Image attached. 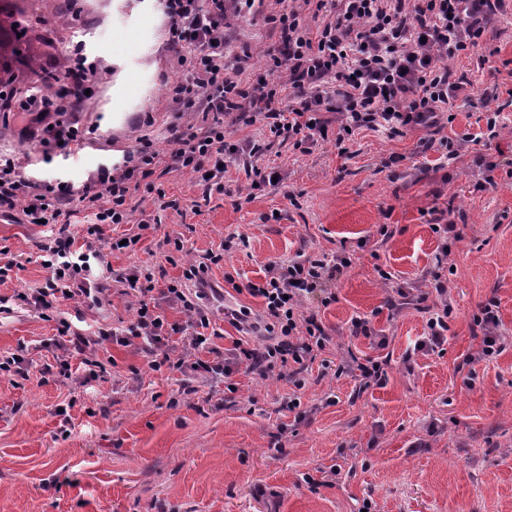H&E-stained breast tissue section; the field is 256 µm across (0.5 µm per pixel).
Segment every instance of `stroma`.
Wrapping results in <instances>:
<instances>
[{"mask_svg":"<svg viewBox=\"0 0 512 512\" xmlns=\"http://www.w3.org/2000/svg\"><path fill=\"white\" fill-rule=\"evenodd\" d=\"M291 0H255L230 13L225 28L227 57L242 48L239 80L249 87L264 74L265 57L276 35L268 15L291 7ZM64 0H28V16L44 24L33 33L46 68L66 62V44L80 45L103 78L80 111L63 122L88 130L86 148L56 156L23 177L62 178L82 184L108 159L137 148L150 135L161 155L171 145L168 129L177 118L166 89L181 73L164 35L159 0H80L68 41L57 39L54 16ZM486 41L495 56L481 61L471 53L448 62L454 77L467 80L453 102L448 137L472 135L457 159L441 161L440 151L424 150L429 130L413 128L401 137L364 131L338 153L321 142L303 153L288 147L268 154L265 163L284 178L282 188L265 187L252 201L240 200L246 175L227 160L224 191L201 211L192 203L201 190L180 171L139 189L127 204L144 216L160 217L157 236L136 251L117 252L113 268L164 263L158 235L181 238L194 252L215 249L232 235L249 239L247 248L225 256L210 282L223 287L225 274L239 284L258 281L272 258L300 251L336 250L367 240L336 286L338 300L321 317L335 344L315 360L302 390L274 379L238 373L235 391L221 381H200L182 393L184 377L152 371L142 353L112 343L99 357L102 378L73 388L58 374H42L57 354L56 324L25 305L0 314V355L25 348L28 378L0 376V512H512V14L489 28ZM501 111L506 126L490 145L478 140L485 112ZM152 127H141L145 116ZM37 113L9 112L0 118V151L23 157L40 153ZM399 166L384 168L389 156ZM501 162L496 187L470 193L480 174L479 156ZM179 200V210H160L158 197ZM452 210L461 239L452 250L448 277V322L443 355L413 352L426 329V316L413 305L391 308V285L418 288L434 263L439 240L430 228L433 212ZM388 226L391 236L380 239ZM46 226L0 220V250L18 265L0 285L10 296L41 287L47 276L37 261ZM393 278L384 281L381 271ZM93 311L75 303L62 310L74 329L85 333L131 321L134 307L116 290ZM499 304L502 351L459 370L463 355L476 348L471 318L489 298ZM367 316L388 344L350 338L352 317ZM387 361L383 385L361 388L349 374L335 375L342 353ZM298 393L311 414L295 420L280 403ZM66 415H59V408ZM337 474H327L329 466ZM313 483H306V476Z\"/></svg>","mask_w":512,"mask_h":512,"instance_id":"1","label":"stroma"}]
</instances>
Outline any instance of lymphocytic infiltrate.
<instances>
[{
  "instance_id": "1",
  "label": "lymphocytic infiltrate",
  "mask_w": 512,
  "mask_h": 512,
  "mask_svg": "<svg viewBox=\"0 0 512 512\" xmlns=\"http://www.w3.org/2000/svg\"><path fill=\"white\" fill-rule=\"evenodd\" d=\"M316 12L328 14L322 26L306 27L301 8L269 15L278 39L266 55L269 69L250 90L238 81L239 70L224 59V25L229 0H164L168 40L177 51L183 75L167 89L178 117L186 118L172 138L173 149L161 157L149 136H142L136 151L122 163L98 168L81 187L67 182L32 184L21 175L16 156L0 153V214L21 211L23 223L38 220L56 230L38 246L48 276L23 302L45 320H56L58 353L45 373H59L75 385L85 386L99 375L103 363L98 350L110 341L144 354L151 370L169 369L183 375L210 379L230 378L244 372L261 379L288 382L295 395L282 407L304 419L298 390L318 354L333 338L320 310L336 301L334 285L353 264L347 246L336 251L300 252L268 260L259 281L237 286L235 293L260 299L259 311L242 305L224 312L236 337L227 349L214 340L221 332L213 326L210 300L218 294L209 280L212 267L221 266L225 251L247 247L245 236L225 241L222 249L205 250L196 260L184 261L179 276L151 266L114 269L115 251L134 250L152 228L150 220H134L127 205L132 191L152 188L153 180L173 171L192 174L202 188L203 201L224 190L225 158L242 165L249 190L272 185L275 173L264 160L274 147L291 145L307 150L334 139L344 144L364 130L403 136L422 126L439 133L443 156L456 159L463 139L442 136L444 116L460 89L451 78L448 59L485 46L489 24L506 12V0H303ZM76 96H26L23 111L53 118L42 129L43 155L84 149L85 139L75 126H63L62 113L76 110ZM269 130L266 141L246 138L227 141L225 125ZM81 203L91 215L82 237L70 230L71 203ZM135 223L125 240H105L104 224ZM440 239L435 264L428 272V288L418 292L397 287L390 306L411 304L427 313L426 333L416 350L443 353L448 320L453 308L446 303L445 273L451 247L460 239L456 224H433ZM122 286L131 298L135 317L129 324L92 336L73 333L60 307L72 301L88 307L100 304L103 280ZM441 296L429 305L430 293ZM178 310L182 321H169L167 310ZM498 302L488 299L471 319L476 352L464 356L463 367L486 362L499 354Z\"/></svg>"
}]
</instances>
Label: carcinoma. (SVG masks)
I'll list each match as a JSON object with an SVG mask.
<instances>
[{
  "label": "carcinoma",
  "instance_id": "obj_1",
  "mask_svg": "<svg viewBox=\"0 0 512 512\" xmlns=\"http://www.w3.org/2000/svg\"><path fill=\"white\" fill-rule=\"evenodd\" d=\"M24 0H0V74H7L12 66L23 62L36 77L32 89L40 96L62 90L60 73L45 69L40 56L27 37Z\"/></svg>",
  "mask_w": 512,
  "mask_h": 512
}]
</instances>
